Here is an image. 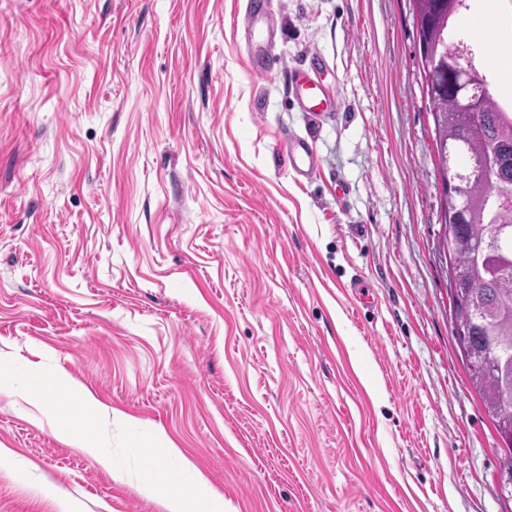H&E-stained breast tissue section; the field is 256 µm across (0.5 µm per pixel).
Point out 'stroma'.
<instances>
[{"instance_id": "stroma-1", "label": "stroma", "mask_w": 512, "mask_h": 512, "mask_svg": "<svg viewBox=\"0 0 512 512\" xmlns=\"http://www.w3.org/2000/svg\"><path fill=\"white\" fill-rule=\"evenodd\" d=\"M252 2L0 0V357L66 372L110 435L164 433L233 512H512L410 0H262V74ZM309 67L338 111L292 96ZM1 446L0 512H168L6 389ZM272 26L271 18L268 13L259 15L255 10L249 12L245 17V28L250 36L262 38V43L268 40ZM288 163L293 172L306 182H311L319 174L318 160L308 136L288 137Z\"/></svg>"}]
</instances>
